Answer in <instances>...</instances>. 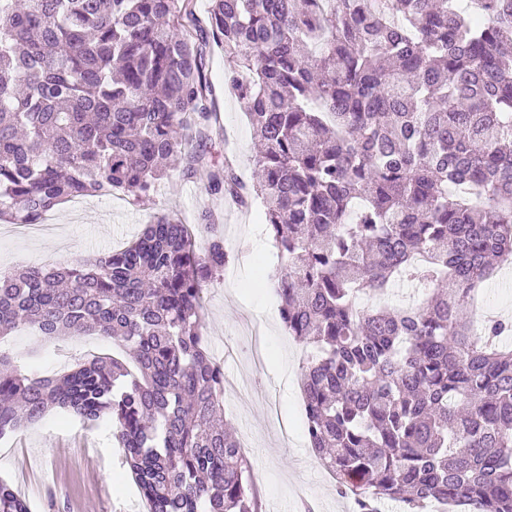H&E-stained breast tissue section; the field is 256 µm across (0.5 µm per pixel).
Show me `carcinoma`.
<instances>
[{
  "label": "carcinoma",
  "instance_id": "cac0c4a2",
  "mask_svg": "<svg viewBox=\"0 0 512 512\" xmlns=\"http://www.w3.org/2000/svg\"><path fill=\"white\" fill-rule=\"evenodd\" d=\"M212 42L235 60L250 187L186 151L218 121ZM181 160L263 206L281 321L314 348L307 440L354 512H512V320H462L512 263V0H209L204 23L191 0H0V222L146 196ZM230 261L167 212L92 261L0 271V339L126 354L38 376L0 352V437L54 411L108 424L146 512H258L201 333L202 286ZM405 280L420 302L362 303ZM0 512H31L4 480Z\"/></svg>",
  "mask_w": 512,
  "mask_h": 512
}]
</instances>
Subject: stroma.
Masks as SVG:
<instances>
[{
	"label": "stroma",
	"mask_w": 512,
	"mask_h": 512,
	"mask_svg": "<svg viewBox=\"0 0 512 512\" xmlns=\"http://www.w3.org/2000/svg\"><path fill=\"white\" fill-rule=\"evenodd\" d=\"M233 64L220 47L207 52V78L213 88L212 107L219 127L209 132L207 151L216 162L232 158L244 181L255 175L252 131L240 101L225 84ZM205 179L185 176L181 168L167 172L161 186L144 199L115 192L86 197L80 206L62 205L53 213L50 232L26 237L16 225L0 223V270L47 267L61 259H80L120 248L134 239L154 214L175 211L192 225L198 247H205L211 230H218L233 259L223 278L206 285V344L235 380L256 375L258 387L242 395H227L224 418L238 433L251 436L249 455L254 464L260 512H353L351 499L341 497L311 453L305 437V414L300 376L311 345L296 341L269 312L278 311L275 290L256 289L280 261L269 236L260 205L238 208L210 195ZM22 369L52 375L70 370L107 344L86 348L80 338L50 344L20 331L0 342ZM276 402L279 416L292 432L282 438L269 420L267 402ZM0 478L7 480L31 506V512H146L135 484L114 448L108 426L83 425L59 414L13 436L10 447L0 446Z\"/></svg>",
	"instance_id": "1"
}]
</instances>
